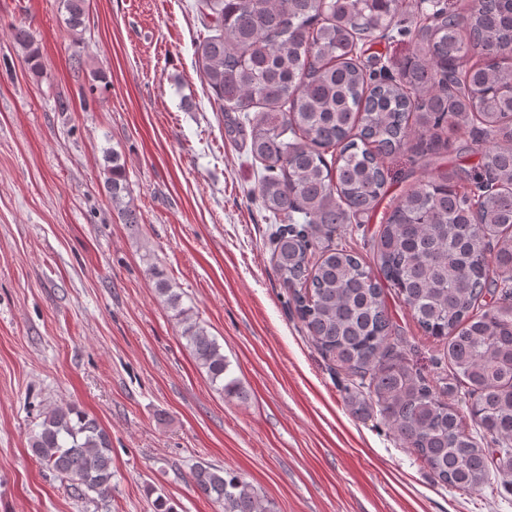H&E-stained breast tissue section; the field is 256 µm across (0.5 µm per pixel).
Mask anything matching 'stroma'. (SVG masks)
Masks as SVG:
<instances>
[{
    "label": "stroma",
    "instance_id": "stroma-1",
    "mask_svg": "<svg viewBox=\"0 0 512 512\" xmlns=\"http://www.w3.org/2000/svg\"><path fill=\"white\" fill-rule=\"evenodd\" d=\"M197 0H89L79 36L59 0H0V512H218L194 487L204 463L242 475L273 512H512V491L438 482L380 415L353 417L358 383L308 340L271 258L263 170L238 113L221 110L193 56ZM29 28L43 73L11 27ZM89 72L105 75L83 105ZM70 107L60 110L59 98ZM466 131L390 165L374 212L338 241L373 264L372 239L406 192L453 166ZM118 151L139 223L103 190ZM214 336L240 394L213 390L151 267ZM388 308L411 363L449 401L464 391L445 341L397 297ZM74 404L112 439V493L81 496L29 448L47 408Z\"/></svg>",
    "mask_w": 512,
    "mask_h": 512
}]
</instances>
